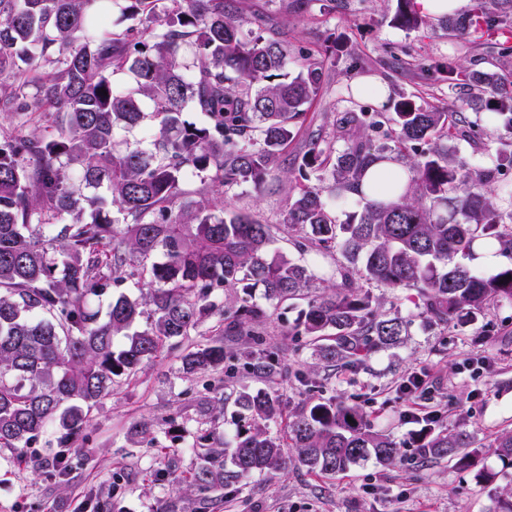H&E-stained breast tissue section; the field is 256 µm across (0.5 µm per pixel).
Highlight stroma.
Returning <instances> with one entry per match:
<instances>
[{"mask_svg":"<svg viewBox=\"0 0 512 512\" xmlns=\"http://www.w3.org/2000/svg\"><path fill=\"white\" fill-rule=\"evenodd\" d=\"M236 5L245 29H253L261 17L286 33L289 67L305 59L317 62L325 80L283 154L280 171L262 190L228 191L233 210L278 223L291 188L287 174L311 136L322 135L343 147L347 136L335 126L339 113L362 108L387 112L403 97L424 107L466 113L473 126L467 137L453 142L458 157L473 169L495 166L493 127L484 114L470 112L468 88L449 87L444 76L426 70L429 63L450 56L470 71L487 67L473 36L448 34L444 17L427 15L424 26L409 30L393 22L397 0H306L300 8L295 0H236ZM364 76L383 86L384 95L358 93L356 83ZM274 247L308 267L314 288L339 283V252L299 249L294 235L285 232L278 233ZM374 294L383 310L410 318L409 334L403 344L371 352L355 368L316 358L309 337L292 335L301 301L270 304L256 295L266 310L263 321L250 333L224 338V349L237 364L233 374L184 378L174 354L148 365L136 383L101 401L68 476H56V451L43 444L32 464H0V512H83L89 497L107 499L116 483L124 512H156L163 503L185 512L198 497L196 489L156 480L155 474L168 468L188 475L202 436L233 435V393L244 386L275 391L292 411L311 396L358 403L377 428L399 443L402 459L391 466L371 460L336 476L314 475L292 460L274 477L256 476L210 493L208 512H487L488 490L477 474L494 473L497 485H505L502 462L490 453L466 469L452 460H422L403 418L397 385L412 369L427 371L429 389L419 403L424 411L435 412L434 428L464 429L484 445L512 430V304H494L473 325L461 328L428 323L404 293L378 288ZM266 349L275 352L277 364L259 376L250 363ZM207 399L223 400V416L204 413ZM170 416L180 426L174 435L162 424ZM134 419L149 423L153 446L127 440L125 427Z\"/></svg>","mask_w":512,"mask_h":512,"instance_id":"obj_1","label":"stroma"}]
</instances>
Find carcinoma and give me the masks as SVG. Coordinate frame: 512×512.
Instances as JSON below:
<instances>
[{"label": "carcinoma", "mask_w": 512, "mask_h": 512, "mask_svg": "<svg viewBox=\"0 0 512 512\" xmlns=\"http://www.w3.org/2000/svg\"><path fill=\"white\" fill-rule=\"evenodd\" d=\"M234 0H0V460L21 461L56 425L58 470L77 448L100 400L137 380L209 318L229 332L254 324L272 302L306 301L295 335L315 355L358 365L373 349L408 335L409 321L380 310L371 288L406 291L420 315L464 327L495 303L512 302V267L486 277L457 261L475 243L512 254V193L499 194L503 162L473 170L445 142L465 132L466 117L402 98L394 112H346L344 148L315 138L293 177L280 224L224 207L233 188L258 189L281 165L323 82L320 66L288 73V39L270 29L252 39ZM120 16L112 20V9ZM162 29L151 24L159 14ZM512 12L476 0L448 22L451 32L483 35ZM395 21L424 23L412 0H398ZM430 70L448 87L493 93L470 103L512 133V80L496 71L465 73L453 59ZM118 72L129 78L114 87ZM105 93H100V90ZM204 115L183 118L186 108ZM149 121L152 147L116 137ZM389 145L377 147L371 133ZM252 143L251 147L243 143ZM393 159L410 173L395 200H364L338 221L330 202L359 191L374 163ZM319 172V186L300 180ZM209 181L189 190L191 175ZM299 249H340V286L310 294L308 269L271 248L280 228ZM148 288L121 292L106 312L99 299L127 280ZM235 310L224 311V289ZM224 342L182 355L194 375L227 368ZM230 461L217 439L199 443L188 477L156 479L200 492L221 491L255 475L281 472L290 454L311 473L334 475L370 458L391 464L400 446L357 405L310 400L289 417L280 395L242 390L235 399ZM427 460L467 467L485 452L512 467V432L484 446L464 431L429 428L419 441ZM488 512H512V490L489 495Z\"/></svg>", "instance_id": "1"}]
</instances>
